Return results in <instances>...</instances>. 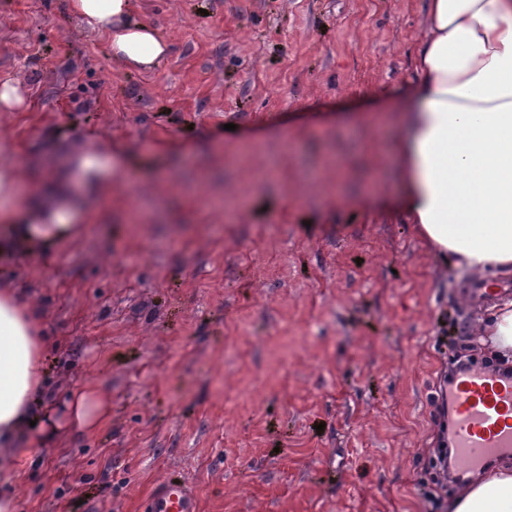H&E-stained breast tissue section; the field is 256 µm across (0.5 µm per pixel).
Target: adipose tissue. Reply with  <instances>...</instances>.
I'll return each mask as SVG.
<instances>
[{"instance_id": "ef3b65f1", "label": "adipose tissue", "mask_w": 512, "mask_h": 512, "mask_svg": "<svg viewBox=\"0 0 512 512\" xmlns=\"http://www.w3.org/2000/svg\"><path fill=\"white\" fill-rule=\"evenodd\" d=\"M68 7L128 67L153 69L167 51L157 31L134 18L132 0ZM414 70L397 144L403 194L393 211L456 268L512 275V0H427ZM20 180L12 165H0V221L10 230L0 257L80 230L66 173L45 176L41 194L17 209L10 201ZM477 333L492 356L512 361V297L491 306ZM44 357L37 305L0 283V471L31 429L58 430L42 398ZM448 512H512V463L477 474Z\"/></svg>"}]
</instances>
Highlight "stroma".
Returning a JSON list of instances; mask_svg holds the SVG:
<instances>
[{"label":"stroma","mask_w":512,"mask_h":512,"mask_svg":"<svg viewBox=\"0 0 512 512\" xmlns=\"http://www.w3.org/2000/svg\"><path fill=\"white\" fill-rule=\"evenodd\" d=\"M171 50L138 72L67 0H0V161L121 148L97 221L0 263L53 344L60 429L6 472L16 512H143L186 482L199 512H421L441 387L472 349L473 275L396 202L400 114L426 0H133ZM450 337L437 338V320ZM104 408L71 426L69 395ZM13 77H0V112H15L25 104V99Z\"/></svg>","instance_id":"1"}]
</instances>
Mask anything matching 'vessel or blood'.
Listing matches in <instances>:
<instances>
[{"label":"vessel or blood","instance_id":"vessel-or-blood-1","mask_svg":"<svg viewBox=\"0 0 512 512\" xmlns=\"http://www.w3.org/2000/svg\"><path fill=\"white\" fill-rule=\"evenodd\" d=\"M453 403L455 468L466 472L512 448V379L476 369L455 377ZM147 512H198L197 498L184 483L166 480L153 491Z\"/></svg>","mask_w":512,"mask_h":512}]
</instances>
